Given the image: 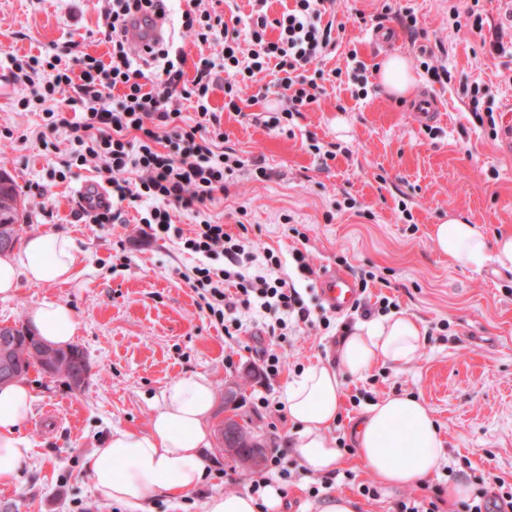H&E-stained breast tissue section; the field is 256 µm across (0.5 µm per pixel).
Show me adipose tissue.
Wrapping results in <instances>:
<instances>
[{"instance_id": "ef3b65f1", "label": "adipose tissue", "mask_w": 512, "mask_h": 512, "mask_svg": "<svg viewBox=\"0 0 512 512\" xmlns=\"http://www.w3.org/2000/svg\"><path fill=\"white\" fill-rule=\"evenodd\" d=\"M439 251L449 259L481 269L491 263L512 272V234L488 238L478 225L462 217L437 225ZM76 256L68 237L39 233L18 248L0 254V300L14 297L21 283L56 284L72 280ZM40 335L67 346L77 333L72 308L44 302L30 314ZM420 322L407 314L356 325L337 349L335 364L306 367L288 383V417L295 429L289 442L310 472L326 474L339 462V450L328 436L342 408L343 376L360 377L372 368L410 364L423 343ZM34 394L16 380L0 386V482L16 479L31 452L18 433L32 411ZM214 406L209 379L190 374L170 383L148 429L141 433L114 430L90 460L96 493L132 512H144L149 501L164 494L175 498L196 489L209 460L206 421ZM358 454L384 484L411 486L429 477L443 458L442 437L431 410L412 395L391 396L371 405L356 426Z\"/></svg>"}]
</instances>
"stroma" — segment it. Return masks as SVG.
I'll use <instances>...</instances> for the list:
<instances>
[{
    "instance_id": "35a3bbf8",
    "label": "stroma",
    "mask_w": 512,
    "mask_h": 512,
    "mask_svg": "<svg viewBox=\"0 0 512 512\" xmlns=\"http://www.w3.org/2000/svg\"><path fill=\"white\" fill-rule=\"evenodd\" d=\"M395 1L336 0L339 46L320 66L341 69L342 75L324 81L318 103L295 118L293 135L225 111L223 89L213 91L210 104L221 115L225 147L261 159L270 176L239 178L212 211L234 237L273 249L287 273L295 271L293 250L309 252L316 274L297 277L296 285L312 310L322 303L319 273L337 268L343 257L355 273H376L366 299L388 297L398 313L419 319L429 335L407 367L379 366L361 379L344 377V403L330 436L349 438L353 419L371 403L415 395L431 408L445 447L432 484H461L471 492L488 474L512 473V273L448 260L436 247L434 228L463 215L490 238L512 231V154L488 128L474 125L463 94L464 87L477 85L495 101L512 99V54L492 51L470 28L454 30L448 7L478 6L486 27L503 28L511 37L512 10L502 0H399L414 8L437 61L451 71L443 87L429 83L395 19L377 23ZM104 8L103 0H0V68L7 67L8 54L36 55L70 41L74 55L105 56L108 46L97 35ZM377 27L385 42L373 41ZM353 52L369 66L391 55L407 57L415 86L398 96L377 86L372 74L375 91L356 97L347 68ZM27 93L13 78L0 87V167L16 180L27 213L19 235L67 236L77 269L66 283L21 284L10 301H0V323L26 326L36 305L66 302L78 320L75 343L87 354L89 374L78 389L61 378L27 375L35 400L19 434L32 451L17 479L0 482V512H81L89 504L97 512H114L112 501L93 489L90 456L113 430L146 431L162 391L189 374L212 383L208 427L224 416L225 384L241 377L240 417L264 441L281 442L293 430L287 416L274 407L255 408L254 402L260 396L284 401L286 385L303 368L334 362L340 323L278 337L286 362L277 376L263 377L259 350L267 336L247 332L229 343L201 315L183 280L196 256L170 241L138 238L141 215L133 208L127 226L110 232L77 220L72 190L97 174L87 165L63 179L52 176L71 146L60 136L57 150H44L34 134L38 116L18 104ZM425 94L437 98L442 112L430 126L411 110ZM314 142L336 145L328 167L313 155ZM443 320L448 327L441 331ZM50 411L59 424L45 432L40 423ZM207 456L214 468L231 474L232 483L206 480L178 499L156 497L150 512H205L212 494L246 490L252 467L214 446ZM340 457L342 473L332 491L350 497L355 512H393L396 501L409 495V488L383 485L378 500L366 499L358 485L373 481V474L357 455L344 451Z\"/></svg>"
}]
</instances>
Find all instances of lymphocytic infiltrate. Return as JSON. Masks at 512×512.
<instances>
[{
  "mask_svg": "<svg viewBox=\"0 0 512 512\" xmlns=\"http://www.w3.org/2000/svg\"><path fill=\"white\" fill-rule=\"evenodd\" d=\"M254 2L257 9L246 19H227L207 10L183 12L182 28L194 42L221 47L220 52L199 55L188 84L182 81V51L165 49L161 74L153 85H145V74L122 36L129 19L152 9L154 0H109L102 31L110 45L107 58L87 53L73 69L56 53L9 58L30 89L20 106L34 102L39 107L42 145L52 146V134L66 131L72 150L63 168L96 162L99 176L117 200L113 206L80 209L79 218L103 229L123 223L124 206L145 208L140 230L144 238L176 240L183 250L200 256L186 280L210 325L230 338L242 332L244 310L274 315V324L267 327L271 333L312 328L318 321L278 255L233 238L208 212L238 177L268 175L259 161L217 151L224 130L210 105L214 86L223 84L224 107L237 112L244 102V83L275 70V85L288 104L264 125L286 129L295 115L317 103L324 77L317 61L336 44L333 22L323 19L327 0H294L293 7L274 20L263 11L267 0ZM271 28L277 29V38L267 37ZM68 88L75 89V97L60 101ZM113 89L118 97L108 98ZM186 100L194 103L190 118L181 109ZM174 207L194 217L192 229L174 224ZM215 256L223 258L222 266L211 265ZM287 454L282 446L271 448L263 469L251 477L249 492L258 496L272 483H292L296 473L288 467Z\"/></svg>",
  "mask_w": 512,
  "mask_h": 512,
  "instance_id": "lymphocytic-infiltrate-1",
  "label": "lymphocytic infiltrate"
}]
</instances>
